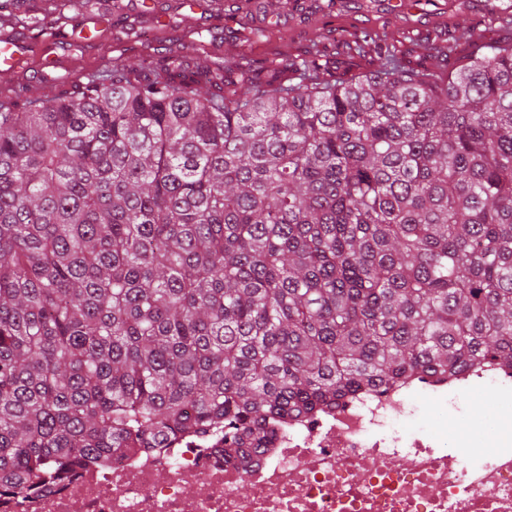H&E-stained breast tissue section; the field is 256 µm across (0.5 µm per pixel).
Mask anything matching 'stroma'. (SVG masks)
Returning <instances> with one entry per match:
<instances>
[{
	"label": "stroma",
	"mask_w": 512,
	"mask_h": 512,
	"mask_svg": "<svg viewBox=\"0 0 512 512\" xmlns=\"http://www.w3.org/2000/svg\"><path fill=\"white\" fill-rule=\"evenodd\" d=\"M137 0H86L75 9L61 0L56 13L42 18L36 30L21 28L31 43L29 61L12 79L13 93L46 98L83 88L103 70L105 61L150 67L171 50H190L193 63L213 67L225 58L247 54L263 66L277 57H296L312 47L335 60L337 44L379 30L389 45L405 55L408 65L437 70L440 57L427 53L428 45L455 44L463 56L466 44L457 43L459 26L477 29L483 41L512 44V25L504 20L512 0H415L413 13L398 11L394 0H274L261 11L263 0H224V15L201 12L200 20L187 24L186 0H147L144 9L152 20L136 24ZM105 13L109 25L100 42L86 47L80 35L86 17ZM54 31L55 53L62 68H44L42 30Z\"/></svg>",
	"instance_id": "stroma-1"
}]
</instances>
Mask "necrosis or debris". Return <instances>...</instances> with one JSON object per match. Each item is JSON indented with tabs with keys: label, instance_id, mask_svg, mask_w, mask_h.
<instances>
[{
	"label": "necrosis or debris",
	"instance_id": "necrosis-or-debris-1",
	"mask_svg": "<svg viewBox=\"0 0 512 512\" xmlns=\"http://www.w3.org/2000/svg\"><path fill=\"white\" fill-rule=\"evenodd\" d=\"M482 391L512 414V367L414 374L288 416L245 465L217 432L128 448L2 494L0 512H512V429L459 405ZM452 414L470 440L449 441Z\"/></svg>",
	"mask_w": 512,
	"mask_h": 512
}]
</instances>
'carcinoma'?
<instances>
[{
    "instance_id": "carcinoma-1",
    "label": "carcinoma",
    "mask_w": 512,
    "mask_h": 512,
    "mask_svg": "<svg viewBox=\"0 0 512 512\" xmlns=\"http://www.w3.org/2000/svg\"><path fill=\"white\" fill-rule=\"evenodd\" d=\"M346 48L335 79L172 52L0 107L1 491L190 430L249 459L290 412L512 366V45Z\"/></svg>"
}]
</instances>
